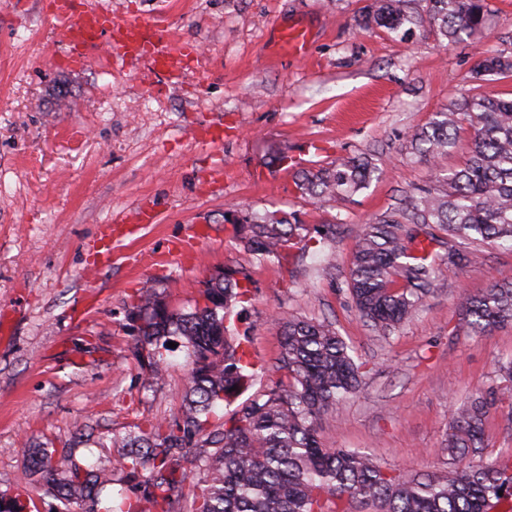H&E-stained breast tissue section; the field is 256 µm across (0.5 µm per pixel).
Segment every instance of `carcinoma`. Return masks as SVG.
Returning <instances> with one entry per match:
<instances>
[{"label":"carcinoma","mask_w":512,"mask_h":512,"mask_svg":"<svg viewBox=\"0 0 512 512\" xmlns=\"http://www.w3.org/2000/svg\"><path fill=\"white\" fill-rule=\"evenodd\" d=\"M410 0H379L361 17L365 30L378 27L403 36L406 26L428 27L452 42L480 32L488 0H425V14ZM512 76V51L484 57L472 79ZM473 131L463 167L439 184L411 195L400 206L364 225L352 251L345 286L371 329L394 332L433 291L443 268H468L486 246L512 249V97L463 94L437 118L415 131L412 149L434 160L455 144L462 123ZM377 163L341 159L303 170L297 181L312 201H341L364 189ZM284 211L246 217L234 224L235 239L255 264L302 262L336 238V225L315 228ZM192 309H170L155 292L133 307L137 336L132 354L153 378L162 375L172 338L191 359L181 415L144 430L134 427L112 440L107 465H61L54 452L32 449L26 485L0 491V512H31L29 486L40 491L49 512H349L356 500L372 512H512V457L483 460L485 421L492 401L475 395L451 409L445 450L459 465L440 475L382 470L354 448H327L317 425L326 413L359 390L361 375L349 347L326 318L290 317L280 323V378L254 393L228 415L230 405L252 386L257 373L239 339L248 276L228 267L205 281ZM512 325V282L493 281L462 307L460 326L475 335ZM501 398L512 399V360L500 366ZM201 442L200 478L186 488L181 450ZM116 473L136 480L131 493L102 501Z\"/></svg>","instance_id":"obj_1"}]
</instances>
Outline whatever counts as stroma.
<instances>
[{
  "label": "stroma",
  "instance_id": "stroma-1",
  "mask_svg": "<svg viewBox=\"0 0 512 512\" xmlns=\"http://www.w3.org/2000/svg\"><path fill=\"white\" fill-rule=\"evenodd\" d=\"M49 2L0 0V491L35 445L78 461L105 456L111 438L178 415L186 350L173 348L164 377L146 385L130 311L148 290L189 308L230 266L250 280L239 328L262 384L278 377L279 317L329 318L360 363L362 390L318 424L324 445L360 449L394 472L445 470L451 403L478 392L496 401L498 367L512 359V326L469 334L461 305L512 281V252L445 270L388 336L359 317L344 278L364 224L463 165L467 127L432 161L413 154L410 135L471 88L486 53L505 48L512 0H491L485 28L448 45L425 27L403 39L361 29L372 0H112L115 19L154 22L196 46L176 85L102 51L75 66ZM295 23L311 36L302 59L274 49L278 28ZM211 122L221 142L198 144ZM363 156L382 162L366 189L339 203L302 198L300 169ZM141 207L156 223H115ZM277 208L335 225V244L302 268L252 263L232 221ZM186 250L197 264L180 261ZM485 440V460L512 454L507 404L491 408Z\"/></svg>",
  "mask_w": 512,
  "mask_h": 512
}]
</instances>
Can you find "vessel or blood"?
Returning a JSON list of instances; mask_svg holds the SVG:
<instances>
[{"label": "vessel or blood", "instance_id": "1", "mask_svg": "<svg viewBox=\"0 0 512 512\" xmlns=\"http://www.w3.org/2000/svg\"><path fill=\"white\" fill-rule=\"evenodd\" d=\"M52 24L66 32L68 59L86 66L93 63L98 46H106L117 60L132 57L147 62L165 72L170 81H177L186 59L194 50L188 45H174L162 28L146 35L145 27L137 21L116 22L108 7L79 9L74 0H52L49 13ZM310 34L306 27L295 24L282 30L277 39L279 52L303 56L308 52Z\"/></svg>", "mask_w": 512, "mask_h": 512}]
</instances>
